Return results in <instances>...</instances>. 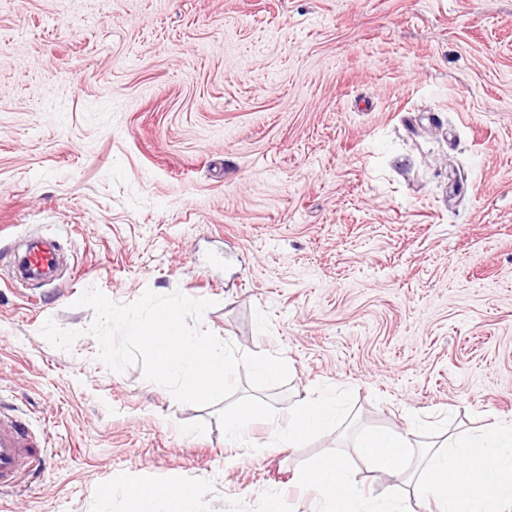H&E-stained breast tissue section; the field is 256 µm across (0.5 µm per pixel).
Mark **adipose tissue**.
Instances as JSON below:
<instances>
[{
	"label": "adipose tissue",
	"mask_w": 512,
	"mask_h": 512,
	"mask_svg": "<svg viewBox=\"0 0 512 512\" xmlns=\"http://www.w3.org/2000/svg\"><path fill=\"white\" fill-rule=\"evenodd\" d=\"M336 418L329 399L302 401L288 409L279 439L296 447L309 434L328 428ZM408 434L392 431L367 436L362 453L381 461L397 477L412 482L429 512H512V423H495L466 438H443L409 463ZM319 489L335 492L336 512H351L355 490L338 458L327 460L310 478Z\"/></svg>",
	"instance_id": "1"
}]
</instances>
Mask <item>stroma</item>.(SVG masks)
Wrapping results in <instances>:
<instances>
[{
	"mask_svg": "<svg viewBox=\"0 0 512 512\" xmlns=\"http://www.w3.org/2000/svg\"><path fill=\"white\" fill-rule=\"evenodd\" d=\"M50 231L59 277L17 285ZM91 287L212 300L201 328L289 380L197 406L112 372ZM321 394L335 425L280 444ZM0 410L49 448L0 512L172 484L186 512H333L304 481L332 456L354 512H427L358 445L512 421V0H0ZM249 416L240 409L224 410V436L234 445L240 444Z\"/></svg>",
	"mask_w": 512,
	"mask_h": 512,
	"instance_id": "obj_1",
	"label": "stroma"
}]
</instances>
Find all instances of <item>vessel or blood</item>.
Returning <instances> with one entry per match:
<instances>
[{
	"mask_svg": "<svg viewBox=\"0 0 512 512\" xmlns=\"http://www.w3.org/2000/svg\"><path fill=\"white\" fill-rule=\"evenodd\" d=\"M57 262L55 246H35L23 257L20 274L27 279H46ZM46 456V448L22 419L0 413V489L14 487L25 476L39 471Z\"/></svg>",
	"mask_w": 512,
	"mask_h": 512,
	"instance_id": "1",
	"label": "vessel or blood"
}]
</instances>
